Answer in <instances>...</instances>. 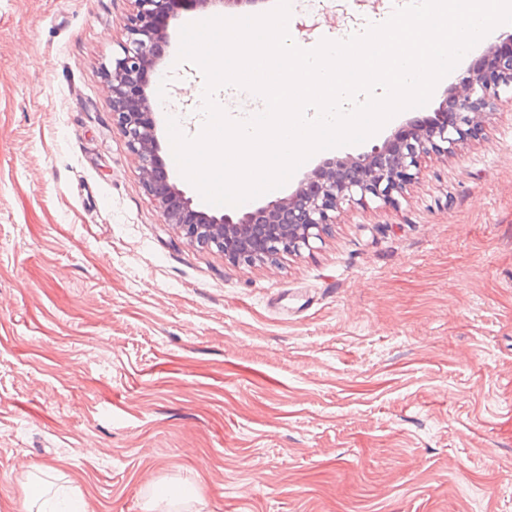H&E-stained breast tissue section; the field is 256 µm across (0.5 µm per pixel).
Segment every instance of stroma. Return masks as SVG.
<instances>
[{
  "mask_svg": "<svg viewBox=\"0 0 512 512\" xmlns=\"http://www.w3.org/2000/svg\"><path fill=\"white\" fill-rule=\"evenodd\" d=\"M385 0H323L309 43ZM129 0H0V512L44 475L85 512H512V105L425 158L399 209L342 208L313 249L234 265L165 224L104 72ZM166 67L198 114L199 68ZM429 102L359 145L370 152Z\"/></svg>",
  "mask_w": 512,
  "mask_h": 512,
  "instance_id": "1",
  "label": "stroma"
}]
</instances>
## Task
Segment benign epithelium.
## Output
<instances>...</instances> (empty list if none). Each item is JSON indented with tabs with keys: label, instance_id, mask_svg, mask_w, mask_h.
<instances>
[{
	"label": "benign epithelium",
	"instance_id": "7a95c632",
	"mask_svg": "<svg viewBox=\"0 0 512 512\" xmlns=\"http://www.w3.org/2000/svg\"><path fill=\"white\" fill-rule=\"evenodd\" d=\"M127 41L106 70L112 118L137 158L145 192L164 223L188 243L215 249L236 265L274 260L282 253L312 248L336 223L342 205L397 207L421 159L446 157L467 139L485 135L486 119L512 91V33L502 34L458 83L448 89L430 117H414L368 153L318 164L288 196L238 219L198 210L171 180L160 155L154 107L160 88L150 75L164 67L169 23L182 11L255 5L262 0H130Z\"/></svg>",
	"mask_w": 512,
	"mask_h": 512
}]
</instances>
